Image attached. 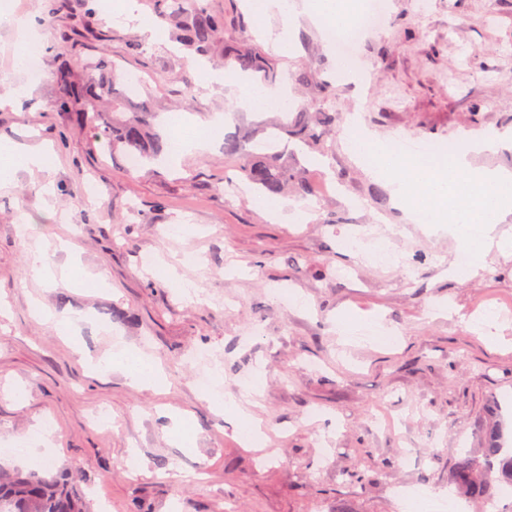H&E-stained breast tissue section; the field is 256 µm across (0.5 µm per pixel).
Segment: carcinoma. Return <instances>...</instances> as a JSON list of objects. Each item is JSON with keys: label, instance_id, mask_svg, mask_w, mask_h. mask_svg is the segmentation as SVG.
<instances>
[{"label": "carcinoma", "instance_id": "cac0c4a2", "mask_svg": "<svg viewBox=\"0 0 512 512\" xmlns=\"http://www.w3.org/2000/svg\"><path fill=\"white\" fill-rule=\"evenodd\" d=\"M162 16L174 22L175 39L184 52L210 59L221 55L224 67L250 71L266 83L278 78L275 64L260 50L245 42L222 44L224 30L236 25V17L216 10L207 0H158ZM84 91L87 116L94 135L112 151L136 155L139 160L158 159L169 147L157 124L158 113L132 105V74L101 54L85 62ZM336 127V113L318 108L315 114L298 111L289 123L268 133L258 143L259 151L240 156L235 139L224 141V158L238 161L241 175L258 189L279 195L288 188L302 197L311 193L306 180L281 160L271 137L284 132L312 149L321 146V132ZM453 482L467 497L482 501L492 495L494 484L512 485V447L507 444L506 425L490 417L483 431V448L459 456ZM8 512H88L84 494L70 483L60 482L45 470L11 469L0 466V503Z\"/></svg>", "mask_w": 512, "mask_h": 512}]
</instances>
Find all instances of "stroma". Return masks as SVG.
Listing matches in <instances>:
<instances>
[{"label": "stroma", "instance_id": "obj_1", "mask_svg": "<svg viewBox=\"0 0 512 512\" xmlns=\"http://www.w3.org/2000/svg\"><path fill=\"white\" fill-rule=\"evenodd\" d=\"M139 2L155 36L112 0H0V13L35 17L43 46L29 79L22 38L0 26V146L44 147L52 161L0 189V465L42 456L79 481L90 512H403L407 491L457 497L455 462L480 448L488 418L502 415L512 435V252L491 251L467 283L450 279L456 239L424 232L337 133L354 115L385 145L512 131V0H390L358 49L364 80L342 85L323 23L261 19L239 0L245 24L225 39L253 36L295 106L336 114L318 163L298 160L312 195H288L275 215L255 206L250 184L224 194L238 181L225 140L250 153L245 130L275 111L248 109L237 87L205 86L206 68L175 48L156 0ZM102 50L147 79L161 119L214 136L127 170L125 153L94 139L80 96L82 63ZM303 71L315 79L299 81ZM352 233L357 244L343 247ZM35 240L66 277L32 276ZM379 243L395 262L376 259ZM186 253L198 264H183ZM146 254L175 279L143 267ZM490 309L497 349L468 322ZM343 316L356 327L347 336ZM375 324L393 344L361 339ZM116 350L153 356L164 390L91 369ZM201 352L221 368L225 396L249 399L262 419L268 456L197 391ZM103 408L111 426L93 420ZM46 422L55 432L43 445Z\"/></svg>", "mask_w": 512, "mask_h": 512}]
</instances>
